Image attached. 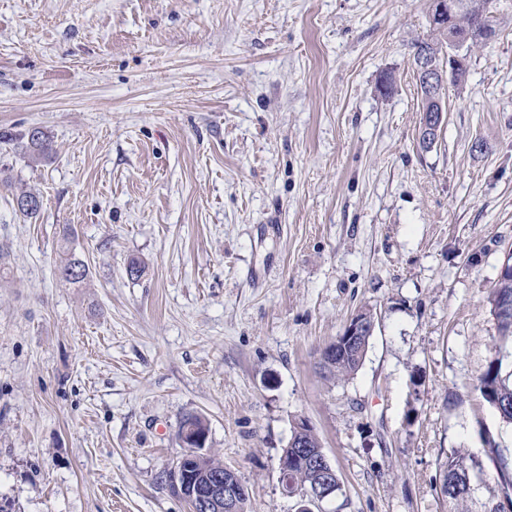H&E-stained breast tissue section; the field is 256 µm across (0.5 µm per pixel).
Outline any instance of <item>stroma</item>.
Wrapping results in <instances>:
<instances>
[{
	"label": "stroma",
	"instance_id": "obj_1",
	"mask_svg": "<svg viewBox=\"0 0 512 512\" xmlns=\"http://www.w3.org/2000/svg\"><path fill=\"white\" fill-rule=\"evenodd\" d=\"M490 7L426 151L430 0H0V512H191L189 413L246 512H295L278 463L302 418L335 512H448L446 455L491 438L512 461L475 388L512 252V0ZM66 248L82 287L54 273ZM364 308L363 365L329 384L318 352ZM25 138L26 142H24L22 149L32 160H40L51 153V143L42 131L32 129L24 136ZM509 255V253H508ZM505 256L498 275V279L505 277L508 273L512 274V256ZM512 299V276L505 277L499 284L495 283L494 287L490 290L487 303L489 305V312L493 316L494 320L497 317V309H502L505 313V319L511 318V314H508L511 309ZM496 321V320H495Z\"/></svg>",
	"mask_w": 512,
	"mask_h": 512
}]
</instances>
